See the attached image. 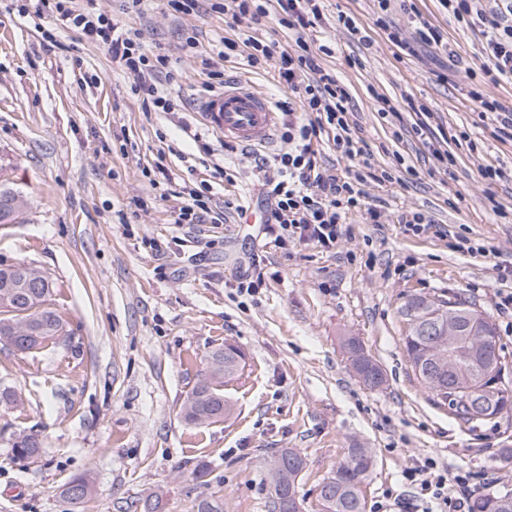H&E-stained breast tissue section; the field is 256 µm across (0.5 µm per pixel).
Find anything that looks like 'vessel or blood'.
<instances>
[{"mask_svg": "<svg viewBox=\"0 0 512 512\" xmlns=\"http://www.w3.org/2000/svg\"><path fill=\"white\" fill-rule=\"evenodd\" d=\"M199 110L208 129L245 145L268 144L274 139L277 113L266 96L241 85H228L205 96Z\"/></svg>", "mask_w": 512, "mask_h": 512, "instance_id": "b4317fda", "label": "vessel or blood"}]
</instances>
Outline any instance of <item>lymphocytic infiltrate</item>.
Here are the masks:
<instances>
[{
	"label": "lymphocytic infiltrate",
	"mask_w": 512,
	"mask_h": 512,
	"mask_svg": "<svg viewBox=\"0 0 512 512\" xmlns=\"http://www.w3.org/2000/svg\"><path fill=\"white\" fill-rule=\"evenodd\" d=\"M447 16L464 24L481 37V56L490 86L472 93L474 111L491 113L498 124L500 139H512V106L494 95V87L512 84V0H439ZM221 11L232 18L246 17L254 25L270 22L288 36V44L247 36L242 44L248 67L263 68L276 60L278 84L287 93L280 109L289 118L281 138L287 152L268 160L259 152L251 158L257 169L274 168L266 177L264 194L268 199L262 230L274 236L277 244L314 243L333 250L341 238V226L353 209L364 208L367 223H378L380 213L362 205L361 186L368 181L391 182L392 176L375 169L363 153L350 124L351 94L333 70L326 68L327 46L311 47L306 31L323 20L320 0H222ZM21 15L51 13L60 26L80 32L89 43L107 49L120 70L134 80L132 90L140 96L145 112L178 114L182 101L171 86L176 76L164 54L148 48L139 29L122 24L116 17L94 13L81 7L79 0H36L22 5ZM300 116H293V109ZM328 141L330 149L350 163L336 172L322 163L315 142ZM456 484L457 495H449V484ZM437 478L427 507L406 501L404 512H466L467 498L474 494L468 479L455 482Z\"/></svg>",
	"instance_id": "lymphocytic-infiltrate-1"
}]
</instances>
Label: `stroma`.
Here are the masks:
<instances>
[{"instance_id": "obj_1", "label": "stroma", "mask_w": 512, "mask_h": 512, "mask_svg": "<svg viewBox=\"0 0 512 512\" xmlns=\"http://www.w3.org/2000/svg\"><path fill=\"white\" fill-rule=\"evenodd\" d=\"M394 4L388 20L404 37L419 20L440 27L463 62L421 48L396 58L375 25V0H323L324 19L309 32L332 49L328 67L352 95L350 120L366 157L395 183L363 186L377 224L349 214L336 251L275 244L236 210L218 223H177L182 188L216 202L258 199L263 175L247 146L224 149L203 124L200 57L183 47L197 28L204 48L251 34L285 41L274 25L251 26L223 13L176 18L156 0L130 18L148 47H163L181 79L182 118L143 112L133 80L107 50L52 16L33 23L14 0H0V188L24 204L0 224V264L44 270L67 342L26 353L0 348V389L21 394L0 407V512H141L150 493L163 512H196L213 497L224 512H271L268 456L292 448L305 458L302 512H320L319 484L350 449H368L374 466L362 485L366 512L415 496L413 469L428 479L467 477L482 493L512 492V412L487 423L463 422L437 402L404 352L402 305L412 296L454 293L493 322L496 348L512 361V311L497 307L512 280V141L497 140L493 118L474 112L468 94L486 86L480 41L448 21L436 0ZM355 29H347L342 16ZM53 30L45 41L43 29ZM410 98L429 112L419 135L378 112V97ZM455 157L441 168L429 145ZM163 164L171 181L153 184ZM501 167L500 179L478 175ZM425 214L436 233L404 234L398 219ZM480 241L488 256L456 252L457 236ZM262 255L263 284L239 293L235 276ZM359 341L382 369L380 388L363 385L350 366L347 339ZM243 353L224 382V419L187 423L181 406L224 345ZM41 452L15 455L19 433ZM208 465V484L194 478ZM87 473L83 504L61 487Z\"/></svg>"}]
</instances>
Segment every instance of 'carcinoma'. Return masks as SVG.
<instances>
[{
  "label": "carcinoma",
  "instance_id": "obj_1",
  "mask_svg": "<svg viewBox=\"0 0 512 512\" xmlns=\"http://www.w3.org/2000/svg\"><path fill=\"white\" fill-rule=\"evenodd\" d=\"M20 206L16 194L0 192V218L8 217ZM53 286L49 276L17 277L12 265H0V345L11 337L10 347L26 352L56 343L65 337L61 318L50 308ZM437 308L419 309L414 299L402 306L408 322L403 337L406 356L425 387L440 401L451 405L465 421L489 422L512 411V389L505 374L512 371L496 350V332L481 337L473 332L469 314L473 309L455 295L436 298ZM454 306L456 335H448V305ZM242 362L241 351L226 345L214 350L208 359L203 379L188 394L182 406L183 418L199 426L224 418L229 406L224 401V379L234 376ZM20 457H33L42 448L30 434L20 435L13 443ZM371 455L363 448H351L333 476L319 485L323 512H363L360 486L368 477ZM305 467L304 457L293 448H282L270 456V471L283 472L271 482L273 512H300L298 477ZM91 484L87 477L69 480L61 495L78 504L88 497ZM471 512H512V493L485 494L472 503Z\"/></svg>",
  "mask_w": 512,
  "mask_h": 512
}]
</instances>
